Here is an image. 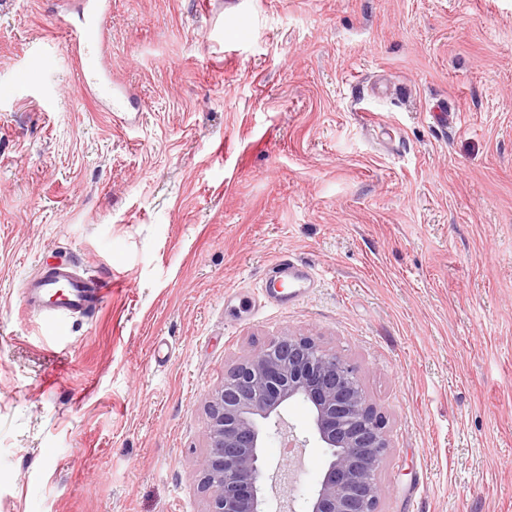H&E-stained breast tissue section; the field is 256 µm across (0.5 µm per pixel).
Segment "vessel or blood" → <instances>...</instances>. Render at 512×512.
<instances>
[{
    "mask_svg": "<svg viewBox=\"0 0 512 512\" xmlns=\"http://www.w3.org/2000/svg\"><path fill=\"white\" fill-rule=\"evenodd\" d=\"M111 0H83L87 18L81 25L58 19L70 43L69 58L80 71L78 90L81 95L111 92L116 83L104 66V41L101 31L110 12ZM318 274L310 267L295 263L284 255L271 267L262 281L261 295L277 302L302 299L306 283H314ZM27 308L47 318H63L95 308L106 295L102 281L77 271L73 265L44 267L27 277L20 286Z\"/></svg>",
    "mask_w": 512,
    "mask_h": 512,
    "instance_id": "b4317fda",
    "label": "vessel or blood"
}]
</instances>
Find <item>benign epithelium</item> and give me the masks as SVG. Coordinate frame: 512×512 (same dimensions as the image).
<instances>
[{"label":"benign epithelium","mask_w":512,"mask_h":512,"mask_svg":"<svg viewBox=\"0 0 512 512\" xmlns=\"http://www.w3.org/2000/svg\"><path fill=\"white\" fill-rule=\"evenodd\" d=\"M301 400L328 460L308 512H378L377 473L388 448L384 416L367 400L356 367L314 339L286 334L225 374L206 404L201 487L208 512H265L260 448L282 406Z\"/></svg>","instance_id":"obj_1"}]
</instances>
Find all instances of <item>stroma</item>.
Returning <instances> with one entry per match:
<instances>
[{
    "mask_svg": "<svg viewBox=\"0 0 512 512\" xmlns=\"http://www.w3.org/2000/svg\"><path fill=\"white\" fill-rule=\"evenodd\" d=\"M77 5L0 0V512H208L205 401L287 333L384 414L379 512H512V0H112L116 115ZM285 254L321 283L264 304ZM60 263L110 293L48 322L20 284ZM110 4V0L82 1L83 19L80 26H75L64 18L57 20L58 26L65 30L69 38L70 61L80 71L78 90L82 96L96 95L95 87L104 93H111L112 88L118 89L110 71L104 66V41L101 38L104 22L110 13ZM92 55L96 58L93 64Z\"/></svg>",
    "mask_w": 512,
    "mask_h": 512,
    "instance_id": "35a3bbf8",
    "label": "stroma"
}]
</instances>
